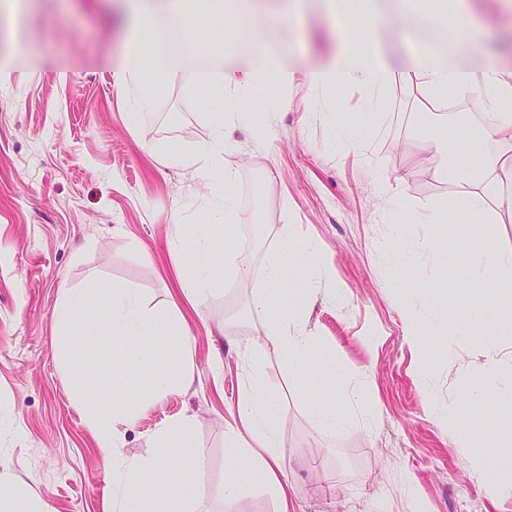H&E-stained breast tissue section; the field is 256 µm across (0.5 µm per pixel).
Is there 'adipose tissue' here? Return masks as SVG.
I'll use <instances>...</instances> for the list:
<instances>
[{
	"label": "adipose tissue",
	"instance_id": "adipose-tissue-1",
	"mask_svg": "<svg viewBox=\"0 0 512 512\" xmlns=\"http://www.w3.org/2000/svg\"><path fill=\"white\" fill-rule=\"evenodd\" d=\"M186 5L187 0H164L160 5L154 0H135L129 20L128 47L112 72L118 84L140 89L178 81L189 89L199 90L213 85L238 87L253 83L254 78L248 73L240 76L189 64L186 30L176 24L177 18L185 13ZM454 8L466 30L465 35L449 37L443 59L418 52L411 55L410 63L434 97L464 87L484 88L489 92V108L482 118L484 136L470 137L471 151L466 159L453 156L448 159L449 167L461 173L453 206L462 207L471 223L485 224L489 221L487 199L500 196L502 176L512 175V71L463 65V57L475 48L468 34L473 22L467 0H454ZM366 23L371 47L369 60L360 59L352 46H344L333 67L337 80L354 82L370 91L393 80L407 78L409 71L395 64L380 38L383 22L370 15ZM146 37L152 39L155 49V60L148 68L142 66L139 53V45ZM211 128L207 140L194 152L177 157L176 162L192 169L203 184L217 182L229 188L236 175L226 167L224 159L234 149L235 142L224 130L223 113L212 114ZM488 137L496 144L491 153L484 147ZM323 264L321 249L311 242L297 246L287 237L280 248L269 251L264 260L266 278L278 284V294L273 297L263 290L252 294L250 305L261 313L263 330L259 339L234 342L232 350L246 362L259 348L285 357L292 376L316 373L336 383V390L330 391L328 401L320 408L324 426L333 430L347 423L346 418L336 413L337 399L362 401L367 399L369 390L364 384L351 389L344 387L345 376L336 368L335 355L305 321L312 292V272ZM467 276L474 287L496 288L501 297L500 303L484 311L479 319L484 332H492L500 320H512L511 251L500 250L483 238L477 240ZM276 403V395L265 387L259 374H250L245 379L238 415L224 431L226 454L238 463L224 482V498L235 499L244 486L260 480L277 497L280 512H290L291 504L281 482V421L274 411Z\"/></svg>",
	"mask_w": 512,
	"mask_h": 512
}]
</instances>
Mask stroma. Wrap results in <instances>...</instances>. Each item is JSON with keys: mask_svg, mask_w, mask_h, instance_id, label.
Listing matches in <instances>:
<instances>
[{"mask_svg": "<svg viewBox=\"0 0 512 512\" xmlns=\"http://www.w3.org/2000/svg\"><path fill=\"white\" fill-rule=\"evenodd\" d=\"M430 24L390 42L439 48L452 29L451 0H373ZM475 51L470 64L512 67V12L501 0H473ZM288 26L240 45L247 12L224 14L223 39L209 29L208 7L193 0L184 17L191 64L252 72L266 48L281 49L283 77L241 88L193 91L170 82L149 109L129 121L135 90L115 82L111 61L124 52L116 0H31L23 34L30 53L15 57L11 81L0 82V497L27 484L45 512H112V471L72 399L83 378L102 408L112 405L108 351L99 342L68 369L59 354L62 287L95 280L131 284L150 305L184 314L196 365L193 383L158 398L123 432V448L159 455L153 435L169 421H195V448L183 460L198 478L195 512H277L262 483L234 501L223 498L228 466L224 430L237 413L242 380L257 368L279 394L282 455L293 512H512V472L498 463L512 419V324L485 335L480 307L498 303L495 289L442 287L443 272L423 249L428 239L470 248L486 235L512 249V205L491 200V224L469 223L450 209L448 223L419 224L424 201L443 203L458 190L443 168L465 156L481 133L489 94L460 88L439 100L418 74L368 91L350 82L310 84V71L331 66L341 51L325 0H294ZM35 79H28V72ZM214 112L268 114V125L234 122L239 144L225 163L241 218L226 237L234 264L215 255L220 284L198 304L189 258L204 239L171 254L190 227L221 235L212 220L217 192L173 162L208 139ZM404 181L401 195L377 178ZM294 243L314 240L332 259L315 277L307 319L349 377L369 381L376 409L330 433L315 416L325 385L294 379L284 358L257 353L239 362L228 342L248 336L262 318L249 306L255 290L275 291L263 274L282 227ZM439 289H432V282ZM424 295L434 320L411 322L406 308ZM499 389L484 391L487 359ZM487 441L485 466L470 458L472 432Z\"/></svg>", "mask_w": 512, "mask_h": 512, "instance_id": "35a3bbf8", "label": "stroma"}]
</instances>
